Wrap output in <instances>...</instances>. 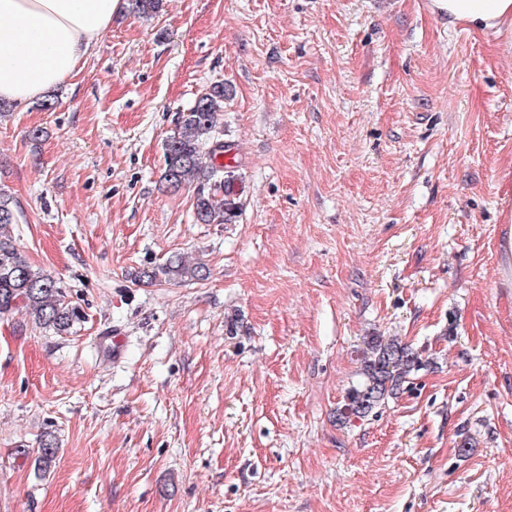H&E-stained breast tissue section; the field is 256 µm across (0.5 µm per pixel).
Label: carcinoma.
I'll list each match as a JSON object with an SVG mask.
<instances>
[{"label":"carcinoma","instance_id":"carcinoma-1","mask_svg":"<svg viewBox=\"0 0 512 512\" xmlns=\"http://www.w3.org/2000/svg\"><path fill=\"white\" fill-rule=\"evenodd\" d=\"M131 2L132 10L142 18L157 14L162 4V0ZM226 94L224 84L212 85L182 113L176 130L163 144L161 180L174 190L187 184L194 187L193 211L199 224H234L241 212L237 166L221 161L230 151L218 130ZM18 221L17 203L0 187V317L21 308L37 327L69 333L83 321L82 309L59 280L22 257L12 236V226ZM162 272L174 279L192 280L201 277L202 266L180 257L169 261ZM422 366L421 355L412 346L371 337L362 353L360 381L347 393L344 417L369 416ZM22 453L33 454L35 469L45 473L55 465L58 448L46 437L36 450Z\"/></svg>","mask_w":512,"mask_h":512}]
</instances>
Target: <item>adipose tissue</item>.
Returning a JSON list of instances; mask_svg holds the SVG:
<instances>
[{
    "instance_id": "obj_1",
    "label": "adipose tissue",
    "mask_w": 512,
    "mask_h": 512,
    "mask_svg": "<svg viewBox=\"0 0 512 512\" xmlns=\"http://www.w3.org/2000/svg\"><path fill=\"white\" fill-rule=\"evenodd\" d=\"M478 30L512 17V0H435ZM126 0H0V102L24 103L76 74Z\"/></svg>"
}]
</instances>
